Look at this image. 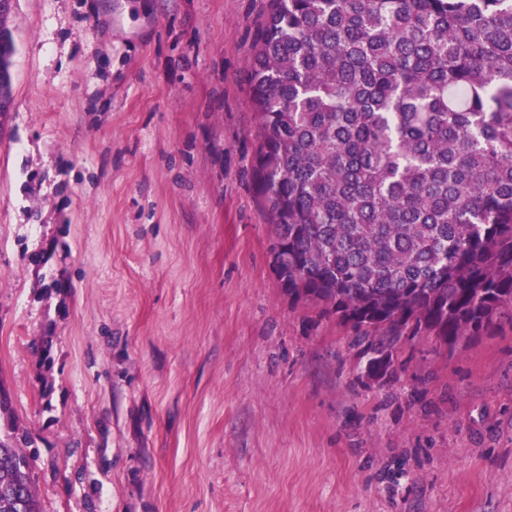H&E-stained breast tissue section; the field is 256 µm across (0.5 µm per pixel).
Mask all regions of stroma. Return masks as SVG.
I'll return each mask as SVG.
<instances>
[{
  "label": "stroma",
  "instance_id": "1",
  "mask_svg": "<svg viewBox=\"0 0 512 512\" xmlns=\"http://www.w3.org/2000/svg\"><path fill=\"white\" fill-rule=\"evenodd\" d=\"M269 4L14 0L0 434L27 432L40 512H512V325L417 335L377 383L278 278Z\"/></svg>",
  "mask_w": 512,
  "mask_h": 512
}]
</instances>
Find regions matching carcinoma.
I'll return each instance as SVG.
<instances>
[{
	"instance_id": "carcinoma-1",
	"label": "carcinoma",
	"mask_w": 512,
	"mask_h": 512,
	"mask_svg": "<svg viewBox=\"0 0 512 512\" xmlns=\"http://www.w3.org/2000/svg\"><path fill=\"white\" fill-rule=\"evenodd\" d=\"M251 74L276 272L369 378L409 335L512 323V0H271ZM26 440H0V512H39Z\"/></svg>"
}]
</instances>
